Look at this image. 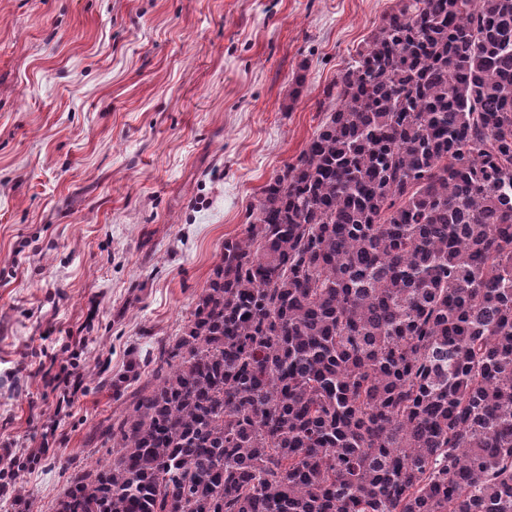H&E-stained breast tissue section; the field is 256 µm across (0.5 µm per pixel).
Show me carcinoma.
Returning a JSON list of instances; mask_svg holds the SVG:
<instances>
[{
    "label": "carcinoma",
    "mask_w": 512,
    "mask_h": 512,
    "mask_svg": "<svg viewBox=\"0 0 512 512\" xmlns=\"http://www.w3.org/2000/svg\"><path fill=\"white\" fill-rule=\"evenodd\" d=\"M326 96L56 512H512V0H396Z\"/></svg>",
    "instance_id": "carcinoma-1"
}]
</instances>
